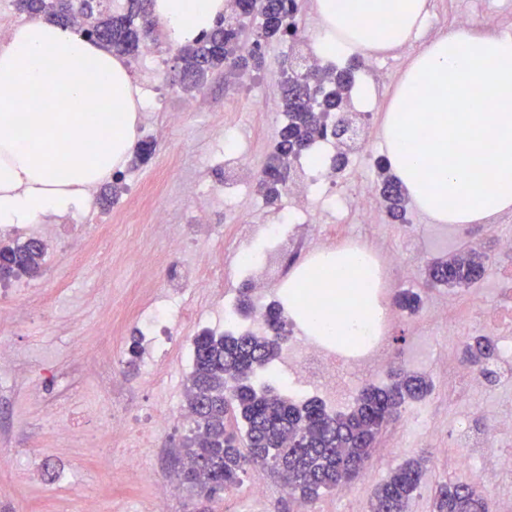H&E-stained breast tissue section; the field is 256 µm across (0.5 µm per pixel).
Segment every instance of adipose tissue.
Masks as SVG:
<instances>
[{
    "instance_id": "adipose-tissue-1",
    "label": "adipose tissue",
    "mask_w": 512,
    "mask_h": 512,
    "mask_svg": "<svg viewBox=\"0 0 512 512\" xmlns=\"http://www.w3.org/2000/svg\"><path fill=\"white\" fill-rule=\"evenodd\" d=\"M178 45L195 43L224 0H151ZM316 49L343 59L406 44L426 0H319ZM94 101L97 115L81 111ZM139 101L121 59L73 29L37 18L0 47V224H39L88 202L87 190L127 160ZM387 160L410 198L444 224H484L512 209V37L458 27L424 45L397 87ZM375 269L325 250L288 281V310L315 336L357 345L384 309Z\"/></svg>"
}]
</instances>
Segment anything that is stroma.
<instances>
[{
  "label": "stroma",
  "instance_id": "obj_1",
  "mask_svg": "<svg viewBox=\"0 0 512 512\" xmlns=\"http://www.w3.org/2000/svg\"><path fill=\"white\" fill-rule=\"evenodd\" d=\"M425 26L401 47L390 50L393 73L377 89L380 112H387L391 97L415 53L425 44L456 28L457 18L473 16L472 29L485 34L483 19L495 18L497 33L512 37V0H426ZM153 48L162 50L160 64L127 58L126 65L140 92V122L155 129V150L143 164L121 168L122 192L112 205L98 204L104 223L86 221L87 208L65 219L26 224L14 238L25 241L44 232L61 230L56 249L47 255L40 275L28 287L16 282L0 286V512H288V492L280 478L263 466L247 467L232 490L206 501L192 496L186 486L169 493L140 482L126 466V451L141 449L145 464L158 478L178 469L177 458L188 423L181 403L191 368L182 351L194 336L208 330L224 331V297L239 296L249 285L244 251L261 245L266 225L277 223L279 206L265 203L258 192L241 194L211 239L186 230L188 248L171 256L169 226L153 224L151 212L163 208L171 224L184 225L187 214L198 208L224 211L226 203L216 190V164L227 139H234L253 173H260L278 138L284 120L281 104L282 62L285 41L263 46L260 67L229 74L218 70L201 85L202 111L186 112L187 90L175 86L178 45L164 30H157ZM178 112L182 120L170 125L166 115ZM383 124H376L363 154L351 157L338 174L342 181L378 180V158L386 156ZM201 183L194 197L184 195L183 182ZM380 232L407 267L403 288L420 294L415 313H403L389 333L391 348L412 356L409 370L425 374L433 383L426 401L433 407L440 443H453L454 423L468 407L449 402L442 391L441 358L462 357L466 343L479 332L472 320L460 325L458 335L448 333L432 308L441 289H425L428 261L447 256L467 244L483 240L494 256L477 285L487 301L498 298V273L512 266V255L495 252V237L485 224H441L416 206H409L406 223L383 221ZM154 258L143 265L138 251ZM224 266V289L209 296L190 293L187 303L197 316L192 324H176L160 357H153L140 335L138 321L150 306H172L167 269L180 263ZM112 413L125 417L154 416L163 428L136 426L125 436L99 432L95 419ZM73 426L70 439L59 436L62 425ZM418 438L407 435L403 422L384 432L370 465L372 478L356 480L349 498L325 492L313 502L312 512H368L377 481L403 460L420 451ZM428 479L410 501L408 512H432L438 484L454 470L438 447L429 448ZM268 489L259 504H252L250 487Z\"/></svg>",
  "mask_w": 512,
  "mask_h": 512
}]
</instances>
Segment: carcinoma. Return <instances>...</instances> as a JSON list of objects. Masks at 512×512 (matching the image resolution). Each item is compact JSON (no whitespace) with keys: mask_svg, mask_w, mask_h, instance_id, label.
Wrapping results in <instances>:
<instances>
[{"mask_svg":"<svg viewBox=\"0 0 512 512\" xmlns=\"http://www.w3.org/2000/svg\"><path fill=\"white\" fill-rule=\"evenodd\" d=\"M137 0H126L119 11L105 13L96 0H84L82 23L73 15L72 0H17L20 12L31 18L67 25L90 40L122 56H134L144 29L155 23L149 10L139 12ZM299 0H233L224 18L193 45L179 50V81L197 85L204 77L228 66H258L261 48L270 39H299ZM256 21L250 42L241 40L244 19ZM353 67L334 76L339 92L326 96L322 87L332 76L313 69L303 92L284 82L287 121L274 151L263 168L257 191L273 204L280 197L279 173L327 137L333 114L341 111L350 91ZM379 194L386 214L406 222L407 192L389 172L387 159L377 160ZM46 245L38 238L11 243L0 253V279L37 276L45 263ZM485 256L474 249L460 250L429 262L426 285L431 288L469 289L485 276ZM265 332L216 335L203 331L193 339V369L186 386L191 427L180 452L181 481L198 494L213 498L236 486L252 463L267 465L280 474L288 495L310 501L325 490L342 487L363 474L379 438L397 421L410 400H421L432 390L422 375L398 368L384 386L368 385L347 412L330 413L317 400L297 402L269 385L257 386L254 377L278 355L288 338V318L277 303L261 315ZM496 341L476 336L466 356L487 378L496 357ZM425 459L412 457L392 469L373 489L369 512H407L410 500L425 480ZM433 512H488L487 498L475 479L459 478L437 486Z\"/></svg>","mask_w":512,"mask_h":512,"instance_id":"1","label":"carcinoma"}]
</instances>
